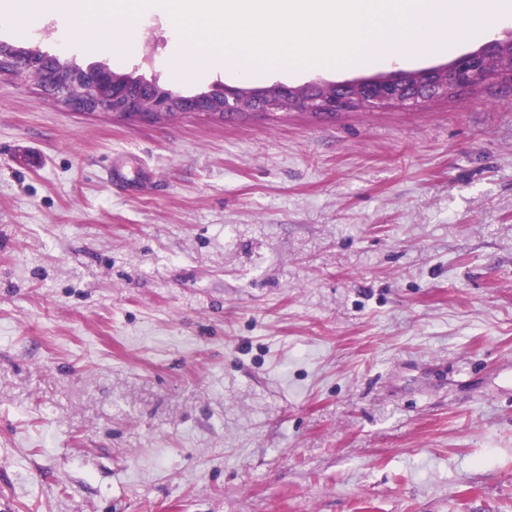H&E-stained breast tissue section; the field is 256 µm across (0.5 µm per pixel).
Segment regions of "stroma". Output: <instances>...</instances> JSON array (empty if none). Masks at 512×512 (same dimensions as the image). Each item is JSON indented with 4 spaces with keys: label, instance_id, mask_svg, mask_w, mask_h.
Returning <instances> with one entry per match:
<instances>
[{
    "label": "stroma",
    "instance_id": "35a3bbf8",
    "mask_svg": "<svg viewBox=\"0 0 512 512\" xmlns=\"http://www.w3.org/2000/svg\"><path fill=\"white\" fill-rule=\"evenodd\" d=\"M171 23L130 54L0 42L234 85L174 80ZM0 512H512V80L151 123L1 73Z\"/></svg>",
    "mask_w": 512,
    "mask_h": 512
}]
</instances>
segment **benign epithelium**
Returning a JSON list of instances; mask_svg holds the SVG:
<instances>
[{
  "mask_svg": "<svg viewBox=\"0 0 512 512\" xmlns=\"http://www.w3.org/2000/svg\"><path fill=\"white\" fill-rule=\"evenodd\" d=\"M0 65L19 75L33 78L42 88L79 112L102 111L110 116L134 113L150 121H164L170 116L177 93L169 89L149 88L151 109L138 111L137 106L123 100V93L100 90L110 83V75L87 70L76 77L87 88L85 97L70 96L71 78L54 70L53 59L27 58L7 45H0ZM512 79V35L506 40H491L478 49L459 56L453 62L429 69L385 74L337 84L315 83L306 87L272 86L255 92L267 108L316 110L325 114L347 112L365 107L410 106L436 96L445 97L462 90L478 89L488 78ZM245 99L236 87H224V111L241 112Z\"/></svg>",
  "mask_w": 512,
  "mask_h": 512,
  "instance_id": "1",
  "label": "benign epithelium"
}]
</instances>
